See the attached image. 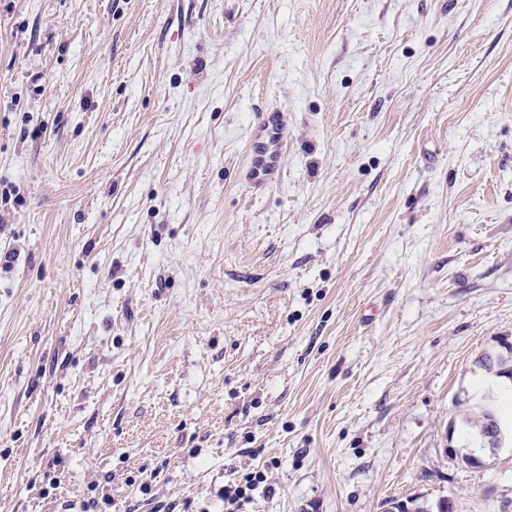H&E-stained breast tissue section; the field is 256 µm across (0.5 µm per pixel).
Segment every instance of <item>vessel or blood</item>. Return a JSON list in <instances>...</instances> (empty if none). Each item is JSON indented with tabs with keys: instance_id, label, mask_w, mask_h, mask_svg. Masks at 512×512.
Listing matches in <instances>:
<instances>
[{
	"instance_id": "b4317fda",
	"label": "vessel or blood",
	"mask_w": 512,
	"mask_h": 512,
	"mask_svg": "<svg viewBox=\"0 0 512 512\" xmlns=\"http://www.w3.org/2000/svg\"><path fill=\"white\" fill-rule=\"evenodd\" d=\"M287 128V112L273 108L260 113L246 169V179L253 192L264 191L278 181L283 168Z\"/></svg>"
}]
</instances>
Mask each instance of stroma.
Masks as SVG:
<instances>
[{
    "label": "stroma",
    "instance_id": "35a3bbf8",
    "mask_svg": "<svg viewBox=\"0 0 512 512\" xmlns=\"http://www.w3.org/2000/svg\"><path fill=\"white\" fill-rule=\"evenodd\" d=\"M506 337L512 0H0V512H512ZM287 128V112L272 108L259 114L246 169V180L253 192L264 191L278 181L283 168ZM490 414L492 418H496L501 424L505 423L504 419L498 413L495 399H493L487 407H472L462 417V427L472 436L473 443L478 445V447L480 442L481 447H483L484 436L490 435L493 431L494 425ZM263 475L259 472H251L246 475L243 484L236 485L234 489L229 488L224 493V507L227 512L239 511L241 501L247 499V491L255 490L256 486L263 483Z\"/></svg>",
    "mask_w": 512,
    "mask_h": 512
}]
</instances>
